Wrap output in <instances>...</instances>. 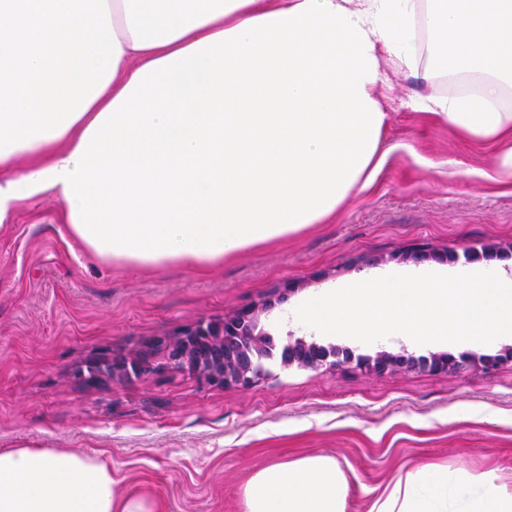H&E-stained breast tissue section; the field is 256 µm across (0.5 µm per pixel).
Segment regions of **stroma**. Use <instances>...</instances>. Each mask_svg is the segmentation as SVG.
Here are the masks:
<instances>
[{"instance_id": "1", "label": "stroma", "mask_w": 512, "mask_h": 512, "mask_svg": "<svg viewBox=\"0 0 512 512\" xmlns=\"http://www.w3.org/2000/svg\"><path fill=\"white\" fill-rule=\"evenodd\" d=\"M424 91L399 74L379 88L393 150L333 222L205 275L99 262L67 233L60 202H18L0 228V448L39 443L100 458L120 490L153 498L160 512H243L257 470L317 455L345 473L346 512H368L388 483L428 464L453 480L494 471L511 492L512 364L448 375L293 368L247 389L177 370L97 387L75 376L99 351L223 320L290 283L295 293L265 327L324 343L294 316L316 295L432 269L403 258L421 246L461 253L512 243V189L488 178L493 146L406 107Z\"/></svg>"}]
</instances>
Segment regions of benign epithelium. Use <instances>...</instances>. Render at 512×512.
Returning <instances> with one entry per match:
<instances>
[{"mask_svg": "<svg viewBox=\"0 0 512 512\" xmlns=\"http://www.w3.org/2000/svg\"><path fill=\"white\" fill-rule=\"evenodd\" d=\"M511 255V245H492L482 253L468 251L464 258L469 261L480 256L493 259ZM408 258L443 261L457 260L459 256L447 250L423 249L409 254ZM290 292L292 289L285 288L272 297L237 310L222 321L200 319L172 334L152 337L128 354L105 351L86 359L78 367L76 376L88 386H97L116 379L132 381L147 373L175 369L192 373L206 385L248 388L273 376L266 366L269 361L278 362L283 369L320 371L353 364L373 373L417 370L433 375L463 373L476 365L492 371L512 363V346L496 354L482 355L465 353L455 356L441 352L416 356L401 349L381 350L373 356H363L347 347L296 337L291 331L276 336L264 329L262 316L284 302L285 295Z\"/></svg>", "mask_w": 512, "mask_h": 512, "instance_id": "obj_1", "label": "benign epithelium"}]
</instances>
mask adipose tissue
<instances>
[{"label":"adipose tissue","instance_id":"obj_1","mask_svg":"<svg viewBox=\"0 0 512 512\" xmlns=\"http://www.w3.org/2000/svg\"><path fill=\"white\" fill-rule=\"evenodd\" d=\"M496 146L512 187V0H0V220L44 194L105 263L205 274L336 217L389 152V72ZM98 458L0 448V512H158ZM335 459L257 471L244 512H346ZM512 512L431 464L369 512Z\"/></svg>","mask_w":512,"mask_h":512}]
</instances>
